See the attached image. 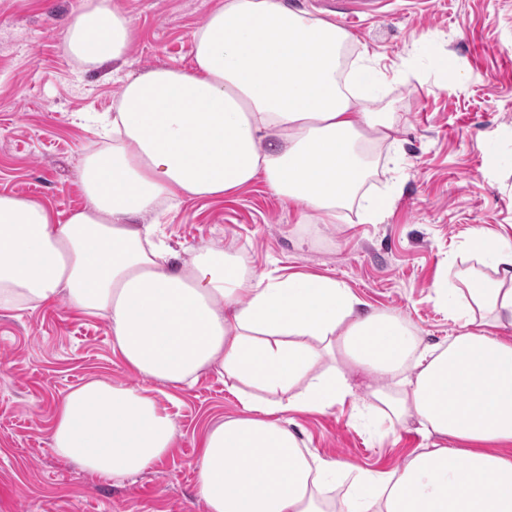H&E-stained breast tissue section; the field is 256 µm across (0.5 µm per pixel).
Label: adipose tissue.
Segmentation results:
<instances>
[{"label":"adipose tissue","instance_id":"ef3b65f1","mask_svg":"<svg viewBox=\"0 0 512 512\" xmlns=\"http://www.w3.org/2000/svg\"><path fill=\"white\" fill-rule=\"evenodd\" d=\"M133 38L113 0H89L68 26L71 55L121 59ZM352 36L280 0H224L191 34V69L129 78L103 122L112 145L86 155L85 203L58 218L41 202L0 195V310L66 297L108 320L112 350L144 381L103 379L68 391L51 445L88 474L112 480L168 455L176 428L149 383L192 385L216 370L242 412L212 423L194 462L207 512H512V242L474 234L475 263L433 290L456 331L422 344L400 318L364 312L336 279L272 278L217 246L173 264L161 203L220 198L261 180L325 224L357 202L371 223L390 206L365 194L369 142L394 124L367 107L377 82L367 53L350 65ZM372 386L354 396L351 378ZM352 401L377 429L415 421L426 442L387 473L359 470L334 506L335 460L303 450L295 412Z\"/></svg>","mask_w":512,"mask_h":512}]
</instances>
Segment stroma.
Returning a JSON list of instances; mask_svg holds the SVG:
<instances>
[{"label":"stroma","mask_w":512,"mask_h":512,"mask_svg":"<svg viewBox=\"0 0 512 512\" xmlns=\"http://www.w3.org/2000/svg\"><path fill=\"white\" fill-rule=\"evenodd\" d=\"M132 19L126 56L96 66L65 49L87 0H0V194L33 197L61 215L85 202L84 155L98 136L87 116L112 110L124 80L152 67L192 65L191 33L223 0H117ZM351 33L384 74L371 108L395 123L393 146L366 149L364 191L391 197L382 223L357 207L336 223H299L293 206L255 182L219 199L182 203L159 221L180 262L224 248L247 271L310 273L344 282L371 309L404 319L422 343L454 329L432 285L477 231L512 238V0H280ZM446 67H438V60ZM139 384L112 351L108 321L63 300L0 311V512H207L192 462L206 426L240 409L216 371L193 386H157L172 416V451L121 482L62 459L50 429L60 398L89 379ZM291 427L313 454L390 471L425 442L414 426L376 431L350 405L296 413Z\"/></svg>","instance_id":"stroma-1"}]
</instances>
